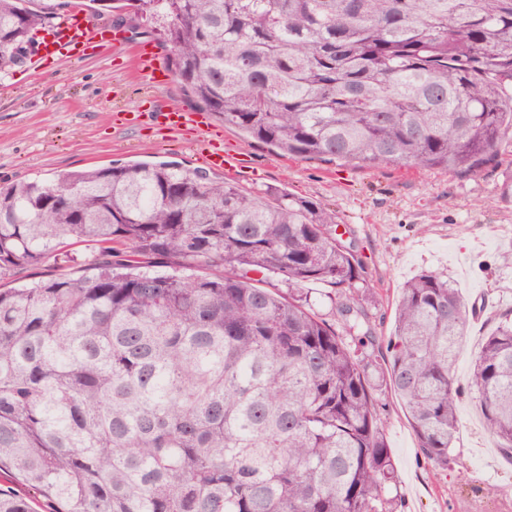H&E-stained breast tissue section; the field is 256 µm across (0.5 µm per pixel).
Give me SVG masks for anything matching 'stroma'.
<instances>
[{
  "instance_id": "obj_1",
  "label": "stroma",
  "mask_w": 512,
  "mask_h": 512,
  "mask_svg": "<svg viewBox=\"0 0 512 512\" xmlns=\"http://www.w3.org/2000/svg\"><path fill=\"white\" fill-rule=\"evenodd\" d=\"M90 12L94 27L124 20L127 45L83 52L66 61H46L0 73V183L109 165L172 162L202 169L193 132L180 135L150 124L126 123L130 112L156 103L187 109L178 81L159 87L136 71L132 45L147 37L132 10L122 14L70 0ZM211 130L242 159L235 184L265 195L290 192L335 210L365 266L359 295L380 344L394 331L402 290L424 272L447 276L467 308V343L455 376L467 383L485 337L512 309V196L502 194L512 177V136L494 160L474 173L442 169L343 164L291 159L239 130L213 120ZM368 368L379 406V426L395 467L388 489L397 512H512V458L486 431L472 397L459 407L460 430L447 468L421 452L399 398L386 385L389 363L382 353Z\"/></svg>"
}]
</instances>
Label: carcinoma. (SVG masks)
<instances>
[{
    "label": "carcinoma",
    "mask_w": 512,
    "mask_h": 512,
    "mask_svg": "<svg viewBox=\"0 0 512 512\" xmlns=\"http://www.w3.org/2000/svg\"><path fill=\"white\" fill-rule=\"evenodd\" d=\"M0 0V71L66 0ZM187 101L302 160L473 173L512 134V0H136ZM336 212L168 162L0 186V469L59 512H392L364 266ZM82 243L81 257L69 246ZM276 278L284 293L268 288ZM335 290L341 330L304 286ZM466 307L403 289L388 385L442 468ZM512 457V317L470 381ZM0 493V512H29Z\"/></svg>",
    "instance_id": "1"
}]
</instances>
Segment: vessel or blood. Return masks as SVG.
Segmentation results:
<instances>
[{
  "mask_svg": "<svg viewBox=\"0 0 512 512\" xmlns=\"http://www.w3.org/2000/svg\"><path fill=\"white\" fill-rule=\"evenodd\" d=\"M109 40L117 44L121 38L117 35L110 39L106 38L103 31L89 28L84 17L75 13L55 21L44 43L43 55L56 60L69 59L72 58L77 46L95 48ZM132 54L141 72L149 74L157 85L167 83L168 76L162 70L156 52L142 43L133 48ZM149 118L153 125L173 134L187 129L193 130L198 135L202 162L209 168L224 171L226 175H237L241 167L237 154L212 144L210 127L202 114L171 108L150 113Z\"/></svg>",
  "mask_w": 512,
  "mask_h": 512,
  "instance_id": "1",
  "label": "vessel or blood"
}]
</instances>
